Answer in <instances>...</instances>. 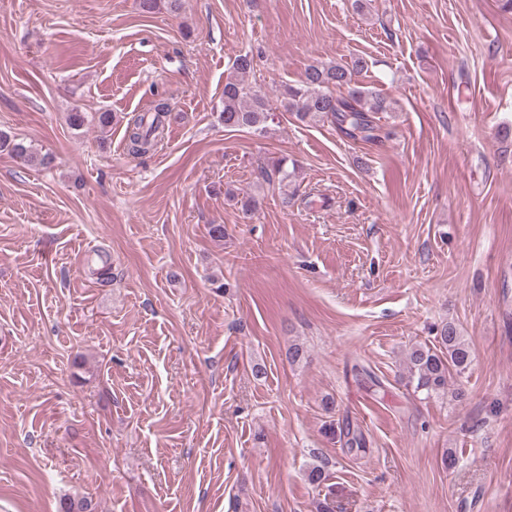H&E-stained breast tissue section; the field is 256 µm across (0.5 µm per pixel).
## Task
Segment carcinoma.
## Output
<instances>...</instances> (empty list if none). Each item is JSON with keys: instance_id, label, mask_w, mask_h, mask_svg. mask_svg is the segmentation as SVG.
<instances>
[{"instance_id": "carcinoma-1", "label": "carcinoma", "mask_w": 512, "mask_h": 512, "mask_svg": "<svg viewBox=\"0 0 512 512\" xmlns=\"http://www.w3.org/2000/svg\"><path fill=\"white\" fill-rule=\"evenodd\" d=\"M364 68L362 59H356L349 65L315 62L306 68L300 80L283 87L280 104L300 121L326 122L349 139L379 142L388 133L379 125L377 114L392 112L394 107L380 93L354 84V74ZM234 70L237 76L224 84V109L220 118L227 128L247 127L261 131L271 107L267 95L247 81L253 70V59L247 54L238 56ZM168 115L169 104L160 101L151 111L133 116L127 126L129 154L142 156L151 151L163 138ZM89 119L96 121L104 130L112 124L113 116L110 112H96L89 117L78 110L69 114V124L75 128L82 127ZM1 151L27 164L44 168L53 162L51 155L36 153L24 142L2 134ZM261 175L268 181L276 175L284 182L288 180V169L281 159L262 167ZM437 339L442 352L419 345L412 348L405 358L408 384L428 398L447 393L451 374L464 372L472 361L469 342L454 324H443Z\"/></svg>"}]
</instances>
